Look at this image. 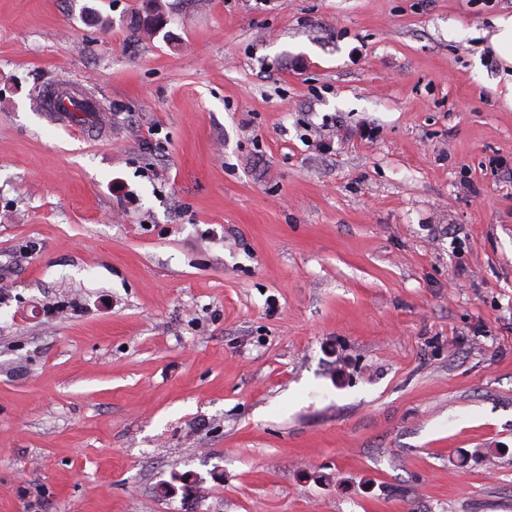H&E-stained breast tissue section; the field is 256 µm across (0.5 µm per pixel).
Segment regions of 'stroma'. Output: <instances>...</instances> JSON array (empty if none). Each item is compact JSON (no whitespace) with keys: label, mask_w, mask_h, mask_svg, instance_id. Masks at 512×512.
Here are the masks:
<instances>
[{"label":"stroma","mask_w":512,"mask_h":512,"mask_svg":"<svg viewBox=\"0 0 512 512\" xmlns=\"http://www.w3.org/2000/svg\"><path fill=\"white\" fill-rule=\"evenodd\" d=\"M161 2L0 0V512H512V0ZM158 0H147L149 8L138 16V28H142L149 35L159 34L165 27L167 17ZM495 31L490 47L506 68L512 66V15H501L493 20ZM43 103L50 112L64 118L67 122L70 121L74 112H81L82 119L87 120L85 128L95 127L102 135L107 132V125L100 113V104L93 98L64 93L63 87L55 86L46 92Z\"/></svg>","instance_id":"obj_1"}]
</instances>
